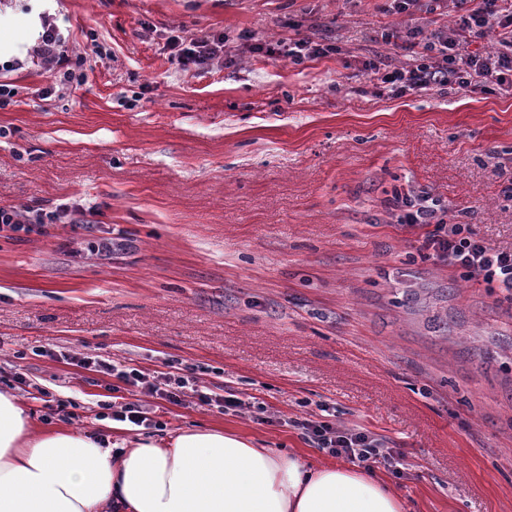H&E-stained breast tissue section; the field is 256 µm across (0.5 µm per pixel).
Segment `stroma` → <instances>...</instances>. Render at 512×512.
I'll return each mask as SVG.
<instances>
[{
  "label": "stroma",
  "instance_id": "35a3bbf8",
  "mask_svg": "<svg viewBox=\"0 0 512 512\" xmlns=\"http://www.w3.org/2000/svg\"><path fill=\"white\" fill-rule=\"evenodd\" d=\"M35 10L70 57L106 54L53 94L47 66L0 74V204L94 213L0 238V391L43 427L114 443L220 427L319 463L290 421L324 408L399 451L400 476L374 469L409 512H512V293L421 250L389 203L430 196L512 248V96L370 81V57L407 61L380 39L401 22L389 0H0L11 55L35 45ZM173 27L224 33L227 60L183 66ZM300 34L340 51L296 65L250 48ZM95 356L152 376L182 362L194 392L150 400L152 427L111 425L108 376L80 364ZM195 394L197 395L200 406L216 408L217 411L222 414L229 410L235 411V409L242 408L245 405L240 399L233 398L234 396H217L201 391H196Z\"/></svg>",
  "mask_w": 512,
  "mask_h": 512
}]
</instances>
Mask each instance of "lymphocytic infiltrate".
I'll return each mask as SVG.
<instances>
[{"mask_svg": "<svg viewBox=\"0 0 512 512\" xmlns=\"http://www.w3.org/2000/svg\"><path fill=\"white\" fill-rule=\"evenodd\" d=\"M423 0H392L395 14L404 16L405 23L383 34L386 42L394 43L409 54L407 66H393L381 60L366 63L371 78L380 81L391 95L401 97L439 86L450 85L460 90L499 89L512 93V0H432L436 7L455 16L452 24L429 29L418 24L416 14ZM490 38L495 51L470 53L464 45L469 37ZM224 34L205 31L184 39L174 37L171 46L183 65L203 67L224 52ZM256 52L273 56L286 54L293 64L336 52L335 44L314 41L302 36L289 44L264 42L256 44ZM29 58L59 66L60 84L81 83V67L71 66L65 40L58 27L43 22L42 32L29 53ZM393 205L398 223L419 229L422 246L446 262L450 269L464 273L488 290L512 292V251L494 250L475 237L463 220L446 223L438 219L437 210L428 198L412 200L409 195L395 194ZM72 209L45 210L27 204L0 205V237L47 235L61 221L71 219ZM84 367L112 376L113 391H127L130 399L113 406L111 418L136 426H151L144 411V397H157L172 404L180 403L189 380L185 376L166 372L161 382L149 381L134 367H120L109 361L86 357ZM312 447L336 458L354 462L374 461L393 468L399 456L385 447L381 439L366 429L341 428L328 420L308 417L293 420Z\"/></svg>", "mask_w": 512, "mask_h": 512, "instance_id": "1", "label": "lymphocytic infiltrate"}]
</instances>
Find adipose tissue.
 I'll return each instance as SVG.
<instances>
[{
    "mask_svg": "<svg viewBox=\"0 0 512 512\" xmlns=\"http://www.w3.org/2000/svg\"><path fill=\"white\" fill-rule=\"evenodd\" d=\"M0 512H407L377 473L315 464L239 433L186 428L116 446L34 429L0 392Z\"/></svg>",
    "mask_w": 512,
    "mask_h": 512,
    "instance_id": "1",
    "label": "adipose tissue"
}]
</instances>
